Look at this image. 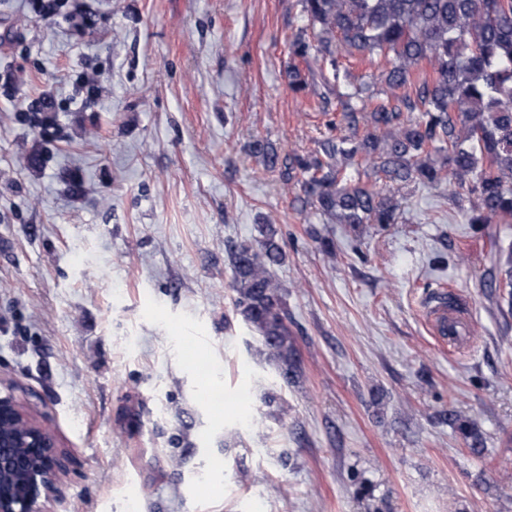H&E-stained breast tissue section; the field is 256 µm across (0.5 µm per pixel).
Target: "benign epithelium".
<instances>
[{"mask_svg":"<svg viewBox=\"0 0 512 512\" xmlns=\"http://www.w3.org/2000/svg\"><path fill=\"white\" fill-rule=\"evenodd\" d=\"M64 455L13 390L0 392V512H43L56 492Z\"/></svg>","mask_w":512,"mask_h":512,"instance_id":"7a95c632","label":"benign epithelium"}]
</instances>
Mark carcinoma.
Instances as JSON below:
<instances>
[{
  "label": "carcinoma",
  "mask_w": 512,
  "mask_h": 512,
  "mask_svg": "<svg viewBox=\"0 0 512 512\" xmlns=\"http://www.w3.org/2000/svg\"><path fill=\"white\" fill-rule=\"evenodd\" d=\"M307 24L289 44L292 57L329 66L311 73L325 85L341 78L336 52L384 58L380 99L363 84L340 97L360 139L328 137L320 151L281 159L268 143L251 154L286 181L303 175L306 203L332 224H394L400 204L368 169L399 186L448 183L468 193L470 224L512 219V0H301ZM420 112L413 121L410 112ZM235 307L261 338L280 377L295 371L273 236L231 248Z\"/></svg>",
  "instance_id": "obj_1"
}]
</instances>
